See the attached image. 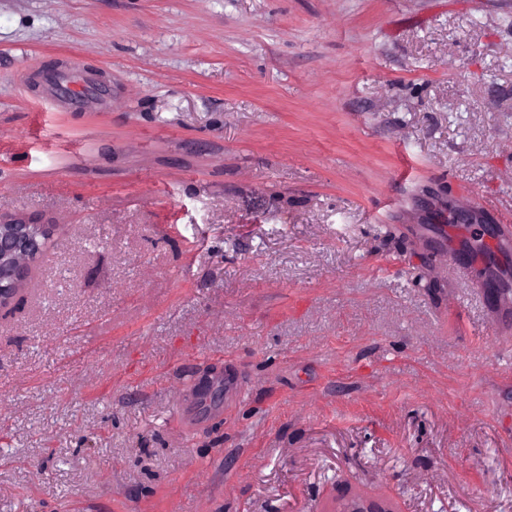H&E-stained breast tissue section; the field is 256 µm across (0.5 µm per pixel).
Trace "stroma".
Listing matches in <instances>:
<instances>
[{
    "instance_id": "1",
    "label": "stroma",
    "mask_w": 512,
    "mask_h": 512,
    "mask_svg": "<svg viewBox=\"0 0 512 512\" xmlns=\"http://www.w3.org/2000/svg\"><path fill=\"white\" fill-rule=\"evenodd\" d=\"M9 220L0 512H512V0H0ZM47 97L65 104L69 110H83L90 101V95L95 92L103 95L105 88L89 89L83 83L81 73L75 68L58 69L47 74ZM47 236L46 229L40 224H0L1 307L16 294L26 277L27 262L43 252Z\"/></svg>"
}]
</instances>
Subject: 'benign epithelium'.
Instances as JSON below:
<instances>
[{"mask_svg": "<svg viewBox=\"0 0 512 512\" xmlns=\"http://www.w3.org/2000/svg\"><path fill=\"white\" fill-rule=\"evenodd\" d=\"M47 236L40 224H0V306L16 294L27 262L43 252Z\"/></svg>", "mask_w": 512, "mask_h": 512, "instance_id": "7a95c632", "label": "benign epithelium"}]
</instances>
